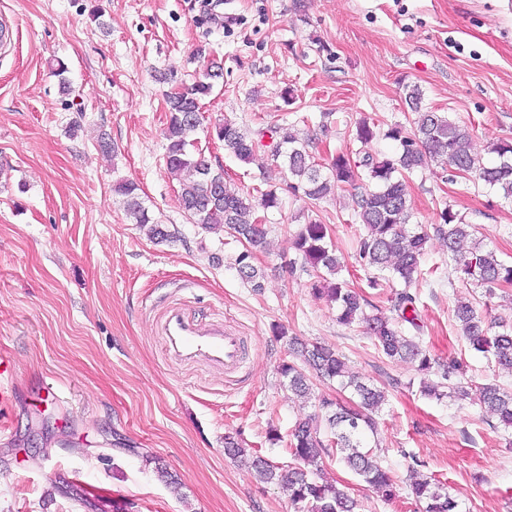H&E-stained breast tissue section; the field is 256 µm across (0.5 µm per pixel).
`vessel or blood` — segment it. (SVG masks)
<instances>
[{
    "label": "vessel or blood",
    "mask_w": 512,
    "mask_h": 512,
    "mask_svg": "<svg viewBox=\"0 0 512 512\" xmlns=\"http://www.w3.org/2000/svg\"><path fill=\"white\" fill-rule=\"evenodd\" d=\"M158 332L168 352L180 362L203 363L234 374L245 361L243 336L226 326L223 320H199L187 304L168 305L160 316Z\"/></svg>",
    "instance_id": "1"
}]
</instances>
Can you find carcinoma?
<instances>
[{"label": "carcinoma", "instance_id": "1", "mask_svg": "<svg viewBox=\"0 0 512 512\" xmlns=\"http://www.w3.org/2000/svg\"><path fill=\"white\" fill-rule=\"evenodd\" d=\"M221 77L222 67L214 63L203 77L165 94V165L178 181L180 206L186 218L206 230L222 231L235 238L242 245L234 259L235 269L243 281L258 289L262 287L263 274L255 265V255L266 237L259 211L278 208L280 197L272 187H259L253 195L240 193L226 180L224 170L213 169L198 149L197 134L203 129L201 101L211 94L214 81ZM212 136L244 163L250 162L261 147L268 148L276 166L287 168L286 191L295 197L315 204L338 188L349 186L356 190L353 201L365 232L357 241L355 259L362 269L373 272L367 287L391 290V315L368 313L365 296L338 278L341 262L329 225L319 220L309 221L296 233L297 259L291 262V270L312 276V291L335 305L336 321L363 327L386 359L415 363L423 373L432 369V359L417 337L407 336L402 330L405 323L420 329L416 297L409 288L422 278V258L430 236L444 241L448 262L458 281L483 289L488 299L495 295V289L512 286V262L483 248L477 225L464 222L452 209H442L439 222L429 227L412 226L411 202L403 177L406 171L437 161L448 167L451 177H473L487 190L512 200V140L491 143L489 151L497 161L487 165L474 152L468 127L436 112H420L413 127L395 124L383 132L384 138L398 144L395 156L380 158L366 151L355 159L338 154L325 167L308 150L311 138L288 132L278 124L252 129L226 120L213 127ZM376 136L375 124L366 119L357 122L355 138L362 145H368ZM112 191L123 198L126 216L132 223L148 227L152 239L160 243L174 238L153 221L135 183L118 182ZM454 314L461 336L473 350L500 367L512 369L511 322L503 319L498 322L499 330H493V326L485 324L482 311L466 297L457 300ZM292 352L296 360L281 366L288 390L310 397L312 387L307 372L312 371L321 379L336 382L341 391L350 393V398L345 402L324 398L320 405L323 415L315 414L295 425L289 442L293 463L280 466L255 457L252 467L259 479L277 484L295 512H355L356 502L346 487L319 477L320 463L334 448L337 459L348 471L382 497L395 498L398 480L382 465L371 445V436L376 434L373 414L385 404L384 389L353 372L346 357L331 345L302 344ZM459 371V364L448 362L442 366L440 380L424 383L421 393L437 400L449 395L458 400L469 399L496 417L501 426L512 428V391L496 384H485L473 391L453 382ZM302 463L315 470L302 469ZM409 491L415 502L424 505V512H456L455 500L439 480L420 478L409 484Z\"/></svg>", "mask_w": 512, "mask_h": 512}]
</instances>
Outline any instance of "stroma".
<instances>
[{"label": "stroma", "mask_w": 512, "mask_h": 512, "mask_svg": "<svg viewBox=\"0 0 512 512\" xmlns=\"http://www.w3.org/2000/svg\"><path fill=\"white\" fill-rule=\"evenodd\" d=\"M223 2L218 14L201 0H0V18L16 25L0 45V353L14 367L0 402V512H113L118 496L123 512H294L251 457L290 462L286 436L338 390L315 382L311 400L289 391L280 367L293 337L336 347L387 389L378 453L399 480H440L458 512H512V429L492 428L469 403L422 396L421 379L438 373L388 361L359 328L337 323L309 275L290 273L295 232L319 219L349 260L342 278L388 311L351 261L363 231L351 190L316 205L281 193L266 214L256 290L231 266L238 243L185 217L163 136L172 81L192 82L213 59L224 76L202 102L204 126L279 124L318 136V151L354 156L360 118L409 124L405 88L416 84L423 110L467 125L493 161L489 143L512 138V0ZM103 137L113 152L100 149ZM199 148L246 194L288 177L264 150L244 164L218 140L201 137ZM447 176L438 163L407 175L413 223H437L450 207L511 260L512 203ZM121 180L139 185L175 241L154 243L127 219L112 191ZM445 252L430 237L423 265L437 272L412 288L419 340L438 361H463L462 382L512 390V371L458 332L456 300L482 291L453 280ZM176 301L246 337L240 376L165 351L157 320ZM276 324L287 337L274 336ZM273 429L280 442L269 441ZM229 431L247 456L225 454ZM321 469L349 486L358 512H422L405 495L384 500L336 458Z\"/></svg>", "instance_id": "1"}]
</instances>
